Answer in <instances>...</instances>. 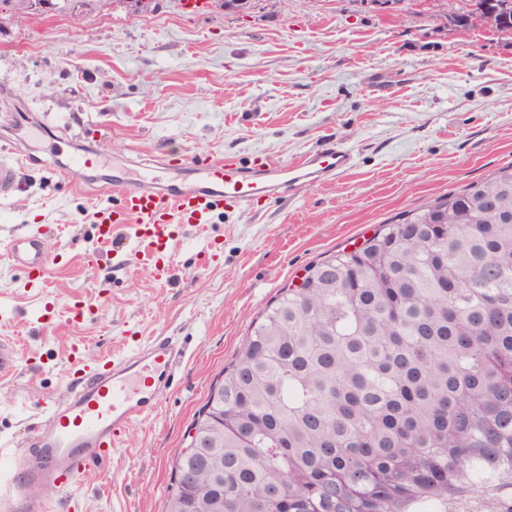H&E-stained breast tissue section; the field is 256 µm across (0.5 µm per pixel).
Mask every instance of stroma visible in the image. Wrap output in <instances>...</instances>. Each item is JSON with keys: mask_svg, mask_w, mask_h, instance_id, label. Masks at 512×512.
Instances as JSON below:
<instances>
[{"mask_svg": "<svg viewBox=\"0 0 512 512\" xmlns=\"http://www.w3.org/2000/svg\"><path fill=\"white\" fill-rule=\"evenodd\" d=\"M0 151L27 153L22 191L0 201V244L34 232L53 257L31 278L0 254V339L23 376L0 380V442L21 441L72 379V346L118 356L174 336L185 356L157 411L135 422L109 460L50 512H166L172 465L198 410L261 313L306 269L351 251L382 225L462 192L512 163V36L454 26L436 0H219L186 9L153 0L0 20ZM342 142L346 173L247 209L179 224L167 269L135 239L123 256L98 238L93 213L119 197L94 185L133 183L153 161L188 180L229 158L292 164ZM93 152L91 186L60 179ZM84 321H76V312Z\"/></svg>", "mask_w": 512, "mask_h": 512, "instance_id": "1", "label": "stroma"}]
</instances>
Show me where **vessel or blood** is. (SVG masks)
<instances>
[{
    "label": "vessel or blood",
    "mask_w": 512,
    "mask_h": 512,
    "mask_svg": "<svg viewBox=\"0 0 512 512\" xmlns=\"http://www.w3.org/2000/svg\"><path fill=\"white\" fill-rule=\"evenodd\" d=\"M354 161L353 152L338 143L281 168L259 161L247 167L232 160L212 161L198 166L182 186L160 177L122 185L120 206L97 209L93 221L104 241L114 240L118 225H127L156 262L171 245V225L208 223L223 208H248L299 184L333 179ZM18 170V159L0 157V199L15 196ZM7 250L14 264L30 273L43 271L52 256L45 240L29 234L13 236ZM183 357L176 340L158 337L83 368L66 398L46 405L22 452L0 445V512H47L45 491L74 485L89 465L110 456L126 428L158 407ZM19 374L15 347L0 341V379Z\"/></svg>",
    "instance_id": "1"
}]
</instances>
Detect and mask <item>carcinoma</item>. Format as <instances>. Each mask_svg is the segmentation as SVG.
Here are the masks:
<instances>
[{
	"instance_id": "obj_1",
	"label": "carcinoma",
	"mask_w": 512,
	"mask_h": 512,
	"mask_svg": "<svg viewBox=\"0 0 512 512\" xmlns=\"http://www.w3.org/2000/svg\"><path fill=\"white\" fill-rule=\"evenodd\" d=\"M510 217L512 164L311 266L194 420L222 470L176 456L168 512H512Z\"/></svg>"
}]
</instances>
